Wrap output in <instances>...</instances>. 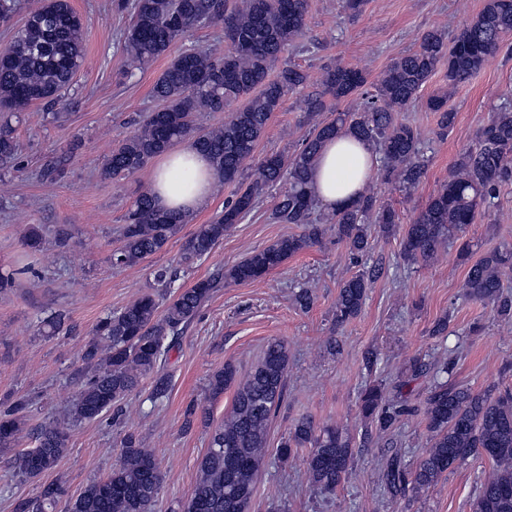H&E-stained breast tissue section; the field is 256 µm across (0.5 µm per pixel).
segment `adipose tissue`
Returning a JSON list of instances; mask_svg holds the SVG:
<instances>
[{
  "mask_svg": "<svg viewBox=\"0 0 512 512\" xmlns=\"http://www.w3.org/2000/svg\"><path fill=\"white\" fill-rule=\"evenodd\" d=\"M377 164L371 145L338 137L326 145L311 171L312 191L328 208L346 206L362 194ZM214 179L209 160L188 141L164 155L151 186L160 207L192 214L208 201Z\"/></svg>",
  "mask_w": 512,
  "mask_h": 512,
  "instance_id": "obj_1",
  "label": "adipose tissue"
}]
</instances>
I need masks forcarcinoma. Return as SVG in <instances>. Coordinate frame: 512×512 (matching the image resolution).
<instances>
[{
  "label": "carcinoma",
  "mask_w": 512,
  "mask_h": 512,
  "mask_svg": "<svg viewBox=\"0 0 512 512\" xmlns=\"http://www.w3.org/2000/svg\"><path fill=\"white\" fill-rule=\"evenodd\" d=\"M132 22L125 35L131 63L150 64L195 29L221 24L224 54L187 48L175 55L152 87L160 106L146 113L133 134L112 150L100 174L120 180L143 169L149 161L185 139H191L211 161L216 176L236 186L224 212L210 224H201L186 241L182 261L209 255L224 233L256 206L265 191L283 180L274 218L283 224H302L301 235L282 237L250 253L227 269L170 292L172 275L166 268L154 273L151 292L136 297L119 311L99 321L84 345L85 372L78 394L63 421L41 426L34 448L18 454V472L36 478L52 470L69 445L67 424L92 421L121 404L142 379L158 371L168 358L175 337L227 282L260 279L288 259L319 242V223L336 225L338 240L359 258L368 252V224L385 230L400 223L398 212L363 194L327 218L316 215V199L309 173L324 143L350 134L373 146L385 181L411 188L424 168L417 130L397 113L405 111L440 68L446 70L448 89L426 101L438 114V135L453 127L456 112L449 101L460 85L478 73L512 37V0H485L482 9L454 36L431 30L418 48L395 59L370 83L362 71L338 63L325 69L323 90L304 93L307 74L298 66L275 64L288 53L306 27L307 0H116ZM85 63L83 23L70 0H38L29 10L9 47L0 52V168L15 166L18 143L11 120L34 105L55 104L71 86ZM276 75H271L272 70ZM303 94L305 116L313 121L299 148L289 158L271 155L260 164L259 177L243 179L247 162L265 135L285 95ZM359 96L353 111H333L325 96L340 102ZM201 112H225L224 124L202 128ZM330 113L322 121L316 117ZM512 186V104H502L478 130L448 181L428 199L403 237V257L414 264L434 261L448 242L480 213L497 206L501 191ZM189 216L156 206L151 191L133 199L122 229V244L112 253V265H135L161 251ZM512 273V246L502 245L473 263L465 277L464 297L491 304L503 319H512V295L503 293V276ZM368 279H347L336 298L335 321L340 325L357 317L365 304ZM288 347L269 342L244 378L231 363L209 381L212 396L234 389L232 408L212 432L202 456L191 494L178 503L177 512H249L256 481L268 455L271 421L286 393ZM365 417L380 433L387 432L405 409L386 397L379 384L361 394ZM19 401L0 411V450L13 447L27 425ZM424 415L430 446L415 470L400 457L387 460L382 471L392 494L419 492L437 484L448 469L470 458L490 463L491 475L473 500L472 512H512V393L494 397L487 392L458 387L435 379L425 398ZM308 449L304 458L310 484L336 490L350 473L352 439L337 427L318 429L312 419H298L276 448L283 462ZM122 462L104 479L87 484L66 500L63 512H151L163 482L152 451L131 434L123 441ZM60 489L46 486L36 504L45 512L58 502Z\"/></svg>",
  "instance_id": "carcinoma-1"
}]
</instances>
